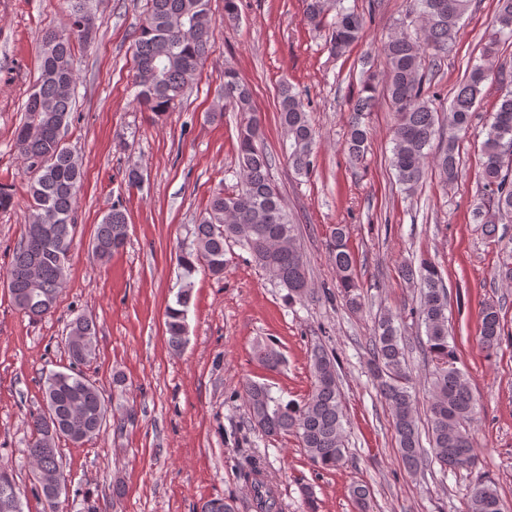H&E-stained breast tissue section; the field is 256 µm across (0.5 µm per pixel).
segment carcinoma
I'll return each instance as SVG.
<instances>
[{
  "mask_svg": "<svg viewBox=\"0 0 512 512\" xmlns=\"http://www.w3.org/2000/svg\"><path fill=\"white\" fill-rule=\"evenodd\" d=\"M73 29L70 33L48 32L42 38L40 74L25 104L24 119L14 140L29 174L31 200L27 223L12 251L6 269V284L15 306L32 321H39L56 307L67 280L73 243L74 212L81 181L82 162L63 140L75 107L73 39L89 44L95 35L92 0H70ZM472 0H409L408 24L391 32L381 42L382 77L369 75L352 109L345 149L358 163L368 152L365 113L371 111L376 94L383 91L396 114L389 164L400 185L410 193L423 184L427 169L449 185L461 174L460 135L467 133L477 103L487 83L500 88L495 112L485 125L481 148L482 198L475 219L490 224V212L512 221V72L494 68L490 55L499 38L512 37V0H497L493 37L484 55L470 65L451 104L438 113L431 73L433 63L448 52L459 24ZM329 0H305L304 15L315 28L325 20ZM377 4L365 9H341L332 23L330 50L343 54L365 34ZM216 21L209 0H147L145 18L135 37L134 85L139 106L161 116L185 93L204 66ZM224 106L245 115L237 135L239 182L230 193L212 195L197 224L182 242L179 266L184 282L175 300L166 308L168 345L181 350L188 341V311L192 301L191 275L202 264L213 276L224 274V243L234 240L245 246L268 277L287 290L288 300L301 301L311 294L307 266L297 244L296 224L286 211L282 196L270 177L272 157L258 146L261 121L252 107V91L238 71L224 67ZM279 114L288 141V161L299 176L314 170L316 131L299 93L289 85L279 91ZM448 127V133L441 127ZM438 150L432 151L433 141ZM126 211L119 201L96 226L91 253L109 258L128 238ZM328 254L336 268L338 294L351 307L362 306L363 296L355 275L356 260L348 247L347 227L331 229ZM405 279L420 286L415 309L425 327L424 355L432 367L429 403L432 455L424 453L413 377L406 363V344L396 319L386 314L378 320L370 340V372L388 406L402 463L417 473L436 463L440 470L475 468V451L466 425L477 419L478 402L464 373L457 367L455 344L448 330V289L437 266L427 260L418 267L405 265ZM478 341L487 352L496 350L505 335L500 309L485 305L480 314ZM65 347L70 366L49 374L43 384L44 409L30 416L27 458L34 468V495L42 512H63L67 486L46 492L44 481L63 474L57 442L73 444L100 434L117 409L79 366L96 357L97 332L93 319L78 315L68 324ZM257 359L276 367L280 352L269 343L257 345ZM313 383L299 403L282 404L264 383L246 381L243 394L251 423L270 435L293 434L308 461L316 468L335 470L345 463L343 441L345 414L338 386L340 360L318 346L310 356ZM253 490L255 512H282L272 483L253 464L240 472ZM500 498L494 481L480 475L469 487L465 512H499Z\"/></svg>",
  "mask_w": 512,
  "mask_h": 512,
  "instance_id": "cac0c4a2",
  "label": "carcinoma"
}]
</instances>
